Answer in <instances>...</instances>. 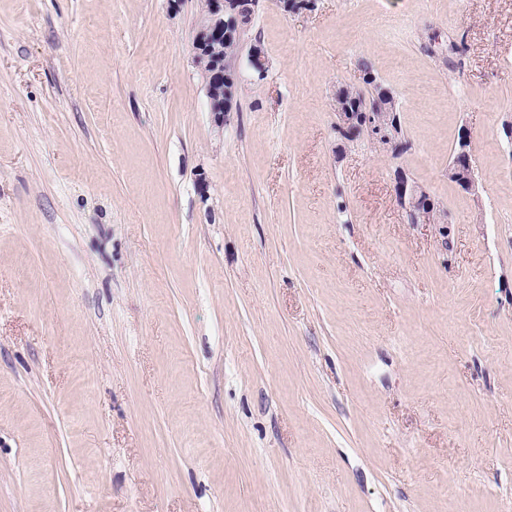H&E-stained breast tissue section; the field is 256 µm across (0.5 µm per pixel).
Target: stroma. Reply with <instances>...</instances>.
I'll use <instances>...</instances> for the list:
<instances>
[{
  "label": "stroma",
  "mask_w": 512,
  "mask_h": 512,
  "mask_svg": "<svg viewBox=\"0 0 512 512\" xmlns=\"http://www.w3.org/2000/svg\"><path fill=\"white\" fill-rule=\"evenodd\" d=\"M202 5L0 0V512H512V0ZM212 0L210 5V17L205 24H198L193 39L194 60L201 69L204 79L207 97L209 99L210 113L213 122L217 127L224 125V111L218 112L215 104L224 93V103H231L233 99V88L235 85L236 73L230 69L227 72V79L232 81L224 82L221 72H216L212 67V60L217 55L222 43L224 45V62L231 64L240 52V35L237 39H231L224 43V37L229 28L239 26L244 21V14L252 8L254 12L256 0ZM223 103V109H224ZM367 74L369 75L367 76ZM375 81L376 78L371 70H365L364 82L367 85H374ZM374 91V94L371 93V95L366 96L361 89L355 87L340 88L338 90L339 95L350 112L343 111L339 98L335 94L336 117L338 119L336 125L339 127H345L357 120V115L354 112H367L374 116H376L378 112H395L394 122L396 123V135L393 136L395 147L392 150L395 155L402 154L408 149V143L401 139V128L399 117L397 115V107L395 110H388L386 102L381 97L379 91L376 90L375 85ZM470 136L467 131H462L453 161L448 166V177L453 178L465 190L471 191L474 181L471 175L469 159ZM398 196L402 207L414 215V223H434L435 204L427 198V193L419 191L415 186H409L408 181L400 176L398 178Z\"/></svg>",
  "instance_id": "obj_1"
}]
</instances>
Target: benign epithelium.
Segmentation results:
<instances>
[{"instance_id": "7a95c632", "label": "benign epithelium", "mask_w": 512, "mask_h": 512, "mask_svg": "<svg viewBox=\"0 0 512 512\" xmlns=\"http://www.w3.org/2000/svg\"><path fill=\"white\" fill-rule=\"evenodd\" d=\"M248 9L247 0H212L209 20L197 25L193 39L194 60L203 73L210 113L218 127L224 126V113L215 108V104L224 93V76L213 70L212 60L224 43L227 30L239 27ZM469 147L470 136L464 130L456 155L448 166V176L464 189L471 191L474 181L470 169ZM398 196L401 206L414 215V223H433L434 202L427 198V193L409 185L402 176L398 178Z\"/></svg>"}]
</instances>
